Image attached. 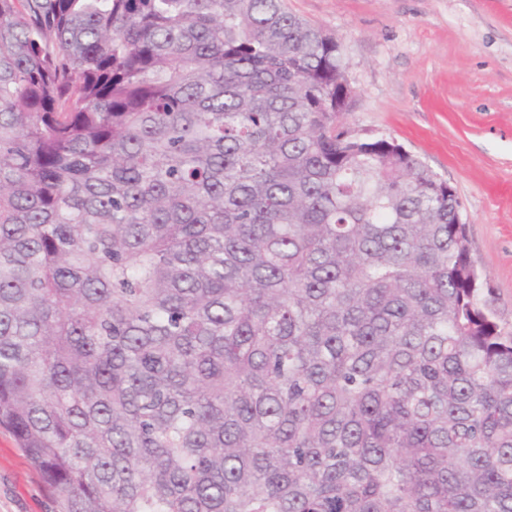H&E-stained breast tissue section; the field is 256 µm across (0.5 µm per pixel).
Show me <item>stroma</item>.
Wrapping results in <instances>:
<instances>
[{"label":"stroma","instance_id":"35a3bbf8","mask_svg":"<svg viewBox=\"0 0 512 512\" xmlns=\"http://www.w3.org/2000/svg\"><path fill=\"white\" fill-rule=\"evenodd\" d=\"M334 35L355 95L342 122L401 144L457 190L470 256L512 326V0H287ZM0 427V512H57Z\"/></svg>","mask_w":512,"mask_h":512}]
</instances>
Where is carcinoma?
Here are the masks:
<instances>
[{"mask_svg": "<svg viewBox=\"0 0 512 512\" xmlns=\"http://www.w3.org/2000/svg\"><path fill=\"white\" fill-rule=\"evenodd\" d=\"M284 0H0V425L60 512H512L461 201Z\"/></svg>", "mask_w": 512, "mask_h": 512, "instance_id": "1", "label": "carcinoma"}]
</instances>
